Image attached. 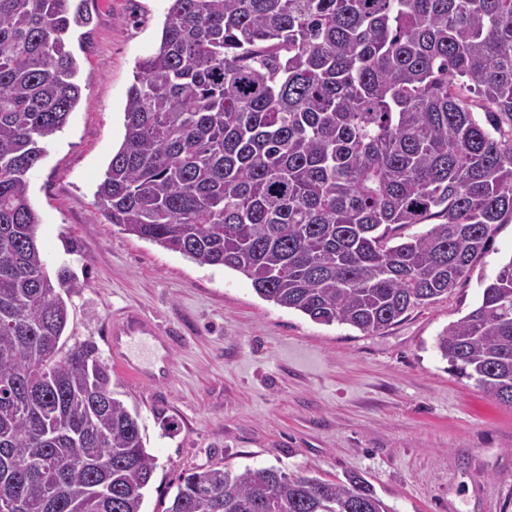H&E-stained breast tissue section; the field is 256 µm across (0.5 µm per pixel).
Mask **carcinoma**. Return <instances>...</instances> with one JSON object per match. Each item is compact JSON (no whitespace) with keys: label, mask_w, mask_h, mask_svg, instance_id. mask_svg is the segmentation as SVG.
I'll return each mask as SVG.
<instances>
[{"label":"carcinoma","mask_w":512,"mask_h":512,"mask_svg":"<svg viewBox=\"0 0 512 512\" xmlns=\"http://www.w3.org/2000/svg\"><path fill=\"white\" fill-rule=\"evenodd\" d=\"M89 2L0 0V491L19 512H141L156 469L95 348L66 347L79 284L49 271L29 198L82 98ZM168 2L95 193L109 223L365 335L450 293L512 223V0ZM436 349L512 406V257ZM166 512L390 510L356 474L213 466Z\"/></svg>","instance_id":"cac0c4a2"}]
</instances>
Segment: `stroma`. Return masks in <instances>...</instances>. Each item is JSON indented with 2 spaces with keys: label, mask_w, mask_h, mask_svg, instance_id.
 Masks as SVG:
<instances>
[{
  "label": "stroma",
  "mask_w": 512,
  "mask_h": 512,
  "mask_svg": "<svg viewBox=\"0 0 512 512\" xmlns=\"http://www.w3.org/2000/svg\"><path fill=\"white\" fill-rule=\"evenodd\" d=\"M76 49L83 98L28 175L51 270L68 298V346L91 344L138 422L157 467L143 512H165L188 474L364 477L393 512H512V406L448 369L435 348L512 258V223L448 295L366 336L261 299L249 280L200 265L109 224L94 192L124 136L126 91L158 46L168 0H96ZM133 310L167 338L168 379L128 377L110 328Z\"/></svg>",
  "instance_id": "35a3bbf8"
}]
</instances>
